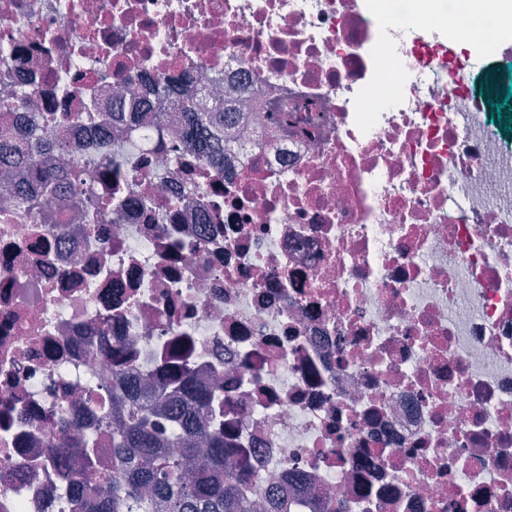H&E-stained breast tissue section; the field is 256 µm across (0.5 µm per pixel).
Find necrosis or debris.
Listing matches in <instances>:
<instances>
[{
	"label": "necrosis or debris",
	"mask_w": 512,
	"mask_h": 512,
	"mask_svg": "<svg viewBox=\"0 0 512 512\" xmlns=\"http://www.w3.org/2000/svg\"><path fill=\"white\" fill-rule=\"evenodd\" d=\"M437 0H0L13 124L94 205L0 199V512H73L134 376L186 371L292 512H512V146L475 96L499 16ZM164 78L159 124L105 134ZM239 108L214 165L184 88ZM172 223H159L165 209Z\"/></svg>",
	"instance_id": "1"
}]
</instances>
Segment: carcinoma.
I'll return each instance as SVG.
<instances>
[{
    "label": "carcinoma",
    "mask_w": 512,
    "mask_h": 512,
    "mask_svg": "<svg viewBox=\"0 0 512 512\" xmlns=\"http://www.w3.org/2000/svg\"><path fill=\"white\" fill-rule=\"evenodd\" d=\"M156 107L142 113L158 122L169 96L168 85L158 80L153 88ZM184 111L191 121L185 129V147L204 158L223 150L221 133L236 114L233 103L224 100L204 108L190 89L184 90ZM31 146L0 126V168L28 164L27 179L42 189L56 191L65 169L48 162L30 164ZM184 398L172 406L169 419L158 421L163 391L149 383L129 384L112 393V471L97 466L88 441L79 442L85 458L83 470L73 474L71 483L88 488L92 504L85 498L74 501V512H288L286 500L262 495V500L246 498L240 486H260L273 479L251 470L237 468L235 450L224 446V436L210 429L208 394L192 389L182 380ZM171 440L181 454L170 455L162 448Z\"/></svg>",
    "instance_id": "cac0c4a2"
}]
</instances>
